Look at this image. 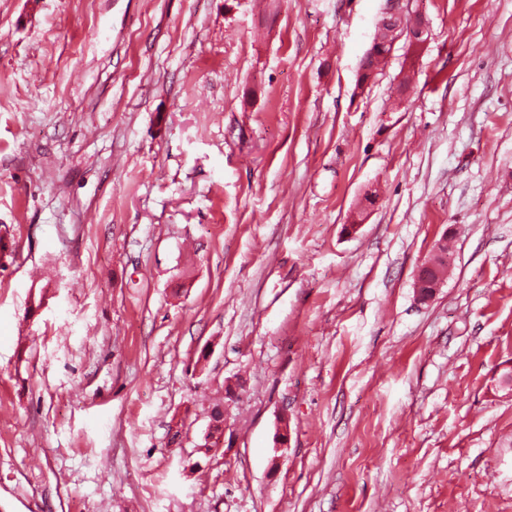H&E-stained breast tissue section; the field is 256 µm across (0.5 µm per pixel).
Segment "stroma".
I'll list each match as a JSON object with an SVG mask.
<instances>
[{"mask_svg":"<svg viewBox=\"0 0 512 512\" xmlns=\"http://www.w3.org/2000/svg\"><path fill=\"white\" fill-rule=\"evenodd\" d=\"M422 2L398 106L385 0H0V512H512V0ZM391 45L387 44L384 39H381L379 43L374 47V53L367 60V67L370 70V75H364L360 80H356L355 90L361 88V85L367 80H372L377 71L381 69L382 65H385L388 56L391 54ZM448 255V241L441 239L438 243L435 254L431 260L426 261L419 268L414 288H416L417 297L420 301H426L431 298L441 288L445 282L443 276L448 272V265L442 269L443 276L438 272L441 268V262L446 263ZM435 273V277H430L429 272Z\"/></svg>","mask_w":512,"mask_h":512,"instance_id":"35a3bbf8","label":"stroma"}]
</instances>
